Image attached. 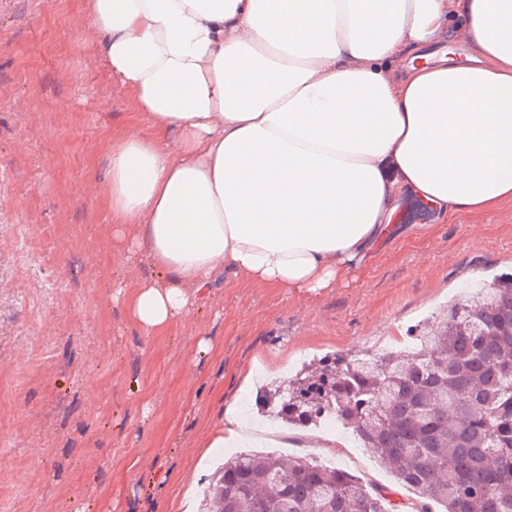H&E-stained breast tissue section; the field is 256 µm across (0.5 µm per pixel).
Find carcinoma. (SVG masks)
<instances>
[{"label":"carcinoma","mask_w":512,"mask_h":512,"mask_svg":"<svg viewBox=\"0 0 512 512\" xmlns=\"http://www.w3.org/2000/svg\"><path fill=\"white\" fill-rule=\"evenodd\" d=\"M259 405L288 424L354 429L445 512H512V276L450 306L413 352L325 357ZM392 495L335 467L243 453L224 461L207 512H399Z\"/></svg>","instance_id":"obj_1"}]
</instances>
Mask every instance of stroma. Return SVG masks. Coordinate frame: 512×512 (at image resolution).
Masks as SVG:
<instances>
[{
    "instance_id": "1",
    "label": "stroma",
    "mask_w": 512,
    "mask_h": 512,
    "mask_svg": "<svg viewBox=\"0 0 512 512\" xmlns=\"http://www.w3.org/2000/svg\"><path fill=\"white\" fill-rule=\"evenodd\" d=\"M85 0H0V512H185L246 441L213 448L227 405L306 440L295 456L396 479L339 424L281 427L266 380L324 356L408 350L466 288L512 274V201L437 215L411 202L364 270L316 294L217 277L209 299L146 332L115 295L157 271L117 239L112 138L138 128ZM340 453L318 449L323 438Z\"/></svg>"
}]
</instances>
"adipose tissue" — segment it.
I'll return each mask as SVG.
<instances>
[{"label": "adipose tissue", "mask_w": 512, "mask_h": 512, "mask_svg": "<svg viewBox=\"0 0 512 512\" xmlns=\"http://www.w3.org/2000/svg\"><path fill=\"white\" fill-rule=\"evenodd\" d=\"M143 128L112 139L114 225L161 275L124 292L164 332L219 272L318 292L365 266L409 198L512 200V0H87ZM476 53L425 44L449 15ZM404 61L397 80L384 66Z\"/></svg>", "instance_id": "1"}]
</instances>
